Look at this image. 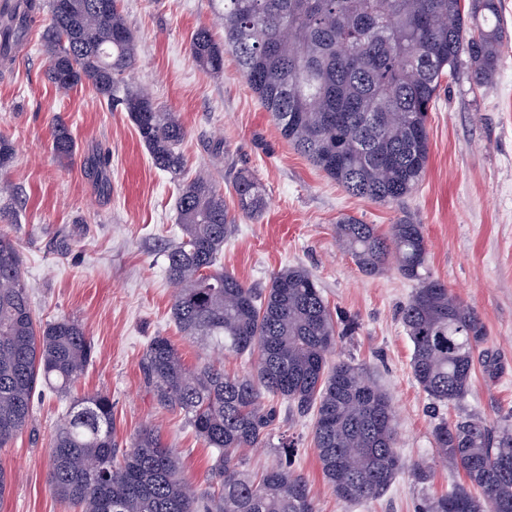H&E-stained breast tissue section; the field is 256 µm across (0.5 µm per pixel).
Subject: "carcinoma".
<instances>
[{"instance_id": "carcinoma-1", "label": "carcinoma", "mask_w": 512, "mask_h": 512, "mask_svg": "<svg viewBox=\"0 0 512 512\" xmlns=\"http://www.w3.org/2000/svg\"><path fill=\"white\" fill-rule=\"evenodd\" d=\"M13 0L0 11V61L30 28L44 27L46 76L60 90L88 84L107 104L136 57V39L112 0ZM224 41L202 26L190 55L220 74L224 52L240 71L280 137L349 194L394 204L420 185L429 159L428 112L442 82L466 59L482 86L497 71L505 31L499 0H222ZM120 104L153 165L181 172L185 131L175 114L129 87ZM56 156L75 154L68 128L53 131ZM14 145L0 135V171ZM239 212L258 215L260 183L242 169L233 183ZM179 241L165 274L175 288L170 312L182 335L222 355L257 354L254 371L224 372L223 359L187 367L177 346L155 336L141 360L157 403L182 413L215 455L208 486L185 477L176 451L153 428L141 429L119 455L112 401L96 393L74 401L50 453L49 489L81 512H318L308 481L291 469L295 442L275 435L276 409L266 395L300 416L313 414L322 474L344 504L376 499L402 468L398 422L389 396L350 360L331 361L358 323L325 301L301 266L273 273L252 288L219 264L235 229L223 192L198 173L177 199ZM336 242L364 273L394 265L416 288L400 316L413 346L412 374L436 410L470 390L475 352L486 331L478 316L428 267L423 226L404 215L381 232L344 216ZM16 242L0 233V447L29 423L37 386L66 393L94 354L84 325L70 318L42 323L32 309ZM437 457L463 474L417 512H512V428L479 418H442L433 427ZM269 448L279 463L250 470L247 449Z\"/></svg>"}]
</instances>
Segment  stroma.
I'll list each match as a JSON object with an SVG mask.
<instances>
[{
	"instance_id": "35a3bbf8",
	"label": "stroma",
	"mask_w": 512,
	"mask_h": 512,
	"mask_svg": "<svg viewBox=\"0 0 512 512\" xmlns=\"http://www.w3.org/2000/svg\"><path fill=\"white\" fill-rule=\"evenodd\" d=\"M501 4L508 43L493 80L476 86L463 65L444 79L428 119L423 181L401 203L381 205L349 195L277 136L232 54H225L218 75L193 63L194 30L208 26L215 36L223 34L218 0L120 2L138 46L126 80L184 126L180 150L187 176L209 173L229 198L235 171L246 167L265 190L264 212L237 217L221 263L257 288L282 267L308 269L330 306L359 323L355 335L337 345L336 358L361 364L392 401L405 468L383 496L359 504L339 502L324 481L312 417L293 415L287 403H278L277 425L297 443L292 468L308 480L320 512H415L423 495L443 494L462 479L435 454L428 400L410 368L412 344L399 309L414 284L393 269L361 273L336 243L342 216L384 232L403 215L423 225L433 276L478 313L487 333L484 347L494 358L491 367H476L468 395L444 414L451 421L472 416L512 426V0ZM28 39L24 57L0 66V134L15 146L0 175L15 189L0 195V231L19 245L40 321H81L95 354L68 395L36 390L28 426L0 447V468L12 476L0 512H76L49 490L51 445L70 403L99 392L112 399L119 450H128L141 428L157 427L175 448L184 475L206 487L211 448L182 415L156 404L139 367L155 336L169 337L191 368L213 354L182 337L171 318L173 288L164 267L179 237L177 183L152 165L122 106H106L88 85L61 93L47 79L41 27H33ZM59 121L75 142L74 161L53 154ZM101 156L108 164L91 167ZM417 461L430 466L428 483L411 477L408 467Z\"/></svg>"
}]
</instances>
